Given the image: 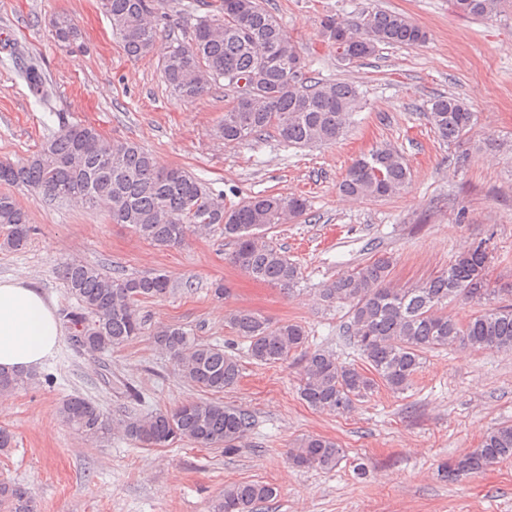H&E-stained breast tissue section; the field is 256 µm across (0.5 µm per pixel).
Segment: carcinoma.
<instances>
[{"label":"carcinoma","mask_w":512,"mask_h":512,"mask_svg":"<svg viewBox=\"0 0 512 512\" xmlns=\"http://www.w3.org/2000/svg\"><path fill=\"white\" fill-rule=\"evenodd\" d=\"M100 7L127 55L140 58L156 51L160 33L153 21L154 0H100ZM209 7L187 39L165 47L162 71L183 101L202 97L221 79L234 88L217 126L218 137L239 143L271 129L289 146L313 148L334 144L347 134L363 108L355 85L307 76L291 36L260 0H212ZM454 7L467 16L493 19L512 10V0H454ZM51 27L61 43L79 38L77 25L66 14L53 17ZM321 27L333 48L338 30L355 43V58H340L347 65L374 55L380 45L427 40L420 26L385 11L369 12L353 23L330 17ZM6 46L19 76L40 105L51 109L55 88L41 65L26 58L18 43ZM427 119L442 141L458 144L472 131L476 114L462 99L438 95L430 100ZM0 185H23L53 200L103 208L110 223L128 227L158 248H172L191 234L219 229L236 245L231 263L249 277L287 294L303 279L300 265L267 241L266 231L301 217L306 199L260 194L228 207L224 196L184 169L162 168L138 143L107 140L90 125L64 124L28 159L0 161ZM409 185L410 173L400 153L381 144L351 166L339 189L354 200L378 199L400 195ZM0 227L6 230L0 244L14 250L23 248L33 231L27 211L6 192L0 193ZM489 260L480 240L450 261L448 269L412 288L393 283L385 258L337 277L323 297L348 308L349 340L360 365L342 362L330 351L309 349L308 335L296 322L243 310L230 314L228 323L246 342L247 355L259 363L300 354V398L316 411L343 415L381 386L397 394L407 391L429 350L459 346L512 354V300L503 302L488 287ZM61 277L74 301L64 315L70 335L83 337L78 349L91 355L144 335L146 320L139 305L170 292L166 275L110 279L80 261L66 263ZM456 301L478 310L460 322L448 313V305ZM152 339L175 361L182 377L201 391L217 395L237 384L240 370L234 352L175 326L154 330ZM34 379L33 373L0 372V393L24 388ZM57 414L87 441L112 431L102 408L80 396L63 400ZM252 427L251 414L215 400L187 401L122 422L124 436L144 446L183 441L222 448L226 455L240 450ZM342 457L339 443L322 435H309L288 449V463L296 467L332 470ZM507 460H512V425L488 431L478 447L444 463L442 469L446 477L457 480ZM274 495L268 484L233 483L224 487L212 512H257V505ZM0 512H36L32 493L0 480Z\"/></svg>","instance_id":"obj_1"}]
</instances>
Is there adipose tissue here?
<instances>
[{"instance_id":"obj_1","label":"adipose tissue","mask_w":512,"mask_h":512,"mask_svg":"<svg viewBox=\"0 0 512 512\" xmlns=\"http://www.w3.org/2000/svg\"><path fill=\"white\" fill-rule=\"evenodd\" d=\"M61 336L55 310L40 288L23 277L0 279V369L38 370Z\"/></svg>"}]
</instances>
